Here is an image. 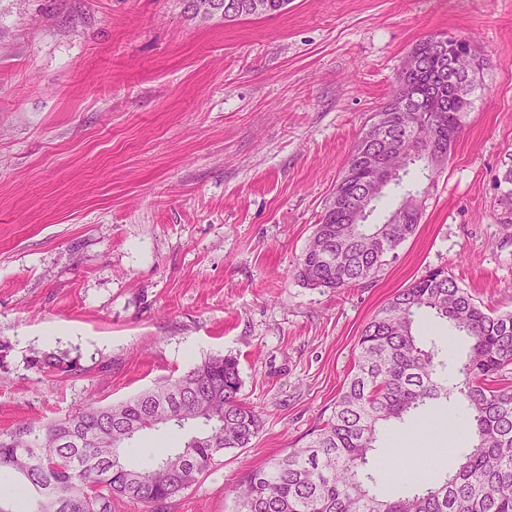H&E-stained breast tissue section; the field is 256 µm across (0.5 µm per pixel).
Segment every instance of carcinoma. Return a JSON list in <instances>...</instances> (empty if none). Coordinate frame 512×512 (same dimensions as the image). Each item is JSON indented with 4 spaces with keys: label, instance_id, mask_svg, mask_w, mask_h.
I'll return each mask as SVG.
<instances>
[{
    "label": "carcinoma",
    "instance_id": "1",
    "mask_svg": "<svg viewBox=\"0 0 512 512\" xmlns=\"http://www.w3.org/2000/svg\"><path fill=\"white\" fill-rule=\"evenodd\" d=\"M262 9L238 0L233 22L276 16L289 0H260ZM474 49L472 38L430 35L413 50L437 77L416 103L423 121L443 124L432 144L422 143L393 115L383 160L402 169L417 165L431 179L448 159L470 103L448 99V57ZM443 111H434L435 106ZM358 139L347 159L321 223L294 271L311 288L342 290L372 279L387 257L411 237L423 209L395 223H349L346 200L362 196L368 170ZM431 314L468 339L453 373L436 345L415 335ZM358 357L330 414L305 443L285 450L265 467L247 472L234 487L239 512H512V312L493 313L444 268L414 279L368 319L358 339ZM44 373H70L76 362L53 352L31 360ZM236 358L212 355L187 373L123 402H91L48 424L23 422L0 435V469L13 471L31 492L30 512H112V499L142 503L145 512H164L179 494L213 469L224 451L249 447L261 431L260 414L241 398ZM465 411L470 434L454 468L440 481L424 479L407 495L373 492L379 481L381 430L409 419L422 421L441 407ZM185 432L182 446L155 455L147 465L130 463L123 449L131 432L156 430L155 413Z\"/></svg>",
    "mask_w": 512,
    "mask_h": 512
}]
</instances>
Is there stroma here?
Instances as JSON below:
<instances>
[{"label":"stroma","instance_id":"1","mask_svg":"<svg viewBox=\"0 0 512 512\" xmlns=\"http://www.w3.org/2000/svg\"><path fill=\"white\" fill-rule=\"evenodd\" d=\"M471 36L474 105L416 233L333 291L292 269L415 44ZM512 0H291L224 22L186 0H0V433L117 403L214 354L259 410L250 447L166 512H237L231 485L308 440L371 315L448 268L512 312ZM445 359L467 338L419 322ZM77 373L31 368L42 353Z\"/></svg>","mask_w":512,"mask_h":512}]
</instances>
